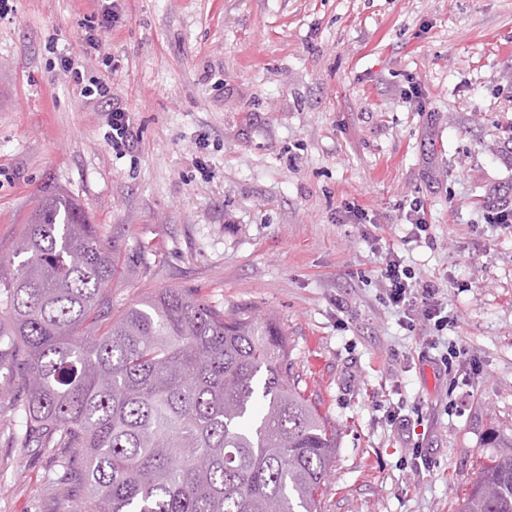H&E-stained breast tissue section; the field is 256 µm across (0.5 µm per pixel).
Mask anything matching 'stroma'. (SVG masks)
<instances>
[{
	"instance_id": "1",
	"label": "stroma",
	"mask_w": 512,
	"mask_h": 512,
	"mask_svg": "<svg viewBox=\"0 0 512 512\" xmlns=\"http://www.w3.org/2000/svg\"><path fill=\"white\" fill-rule=\"evenodd\" d=\"M0 21V262L35 201L79 198L118 258L112 312L167 288L276 316L338 427L321 512H455L512 439V0H9ZM129 109L116 155L104 103ZM426 237L415 234L413 203ZM365 212L356 223L352 205ZM440 284L407 327L380 270ZM0 381V512H62ZM89 84L81 87V93L86 97L98 95L102 99H106L108 104V112H110V128L109 138L112 143V149L117 153H122L124 150H129L133 147L136 140V135L132 130V125L129 117V110L121 106L119 103H111L109 87L98 80H88ZM108 97V98H107Z\"/></svg>"
}]
</instances>
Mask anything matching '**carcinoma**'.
Segmentation results:
<instances>
[{
  "label": "carcinoma",
  "instance_id": "obj_1",
  "mask_svg": "<svg viewBox=\"0 0 512 512\" xmlns=\"http://www.w3.org/2000/svg\"><path fill=\"white\" fill-rule=\"evenodd\" d=\"M0 276V376L24 448L51 455L64 512H319L336 425L300 389L273 318L169 288L100 333L117 265L84 205L32 208ZM456 512H512V440Z\"/></svg>",
  "mask_w": 512,
  "mask_h": 512
}]
</instances>
